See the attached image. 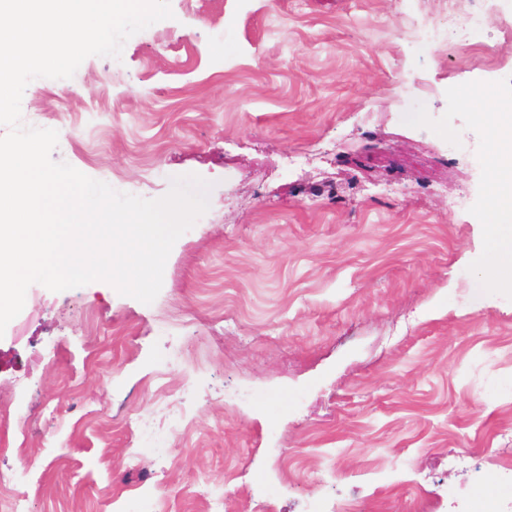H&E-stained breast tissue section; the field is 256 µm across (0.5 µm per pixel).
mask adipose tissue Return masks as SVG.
Instances as JSON below:
<instances>
[{"label": "adipose tissue", "instance_id": "obj_1", "mask_svg": "<svg viewBox=\"0 0 512 512\" xmlns=\"http://www.w3.org/2000/svg\"><path fill=\"white\" fill-rule=\"evenodd\" d=\"M483 98V93L475 92L464 97L463 102L496 137L498 156L488 165L494 206L484 220L488 240L497 253L496 281L507 286L512 285V167L500 164L498 158L512 156V111H487Z\"/></svg>", "mask_w": 512, "mask_h": 512}]
</instances>
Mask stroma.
<instances>
[{
  "label": "stroma",
  "instance_id": "35a3bbf8",
  "mask_svg": "<svg viewBox=\"0 0 512 512\" xmlns=\"http://www.w3.org/2000/svg\"><path fill=\"white\" fill-rule=\"evenodd\" d=\"M455 4L170 0L81 63L83 105L46 117L61 80L28 84L54 160L146 199L212 188L152 303L36 283L0 336V400L26 421L0 428V470L25 512H206L200 478L252 512L239 468L271 512H459L490 484L512 512V288L481 222L494 147L460 100H512V0L446 48L419 26ZM189 375L176 430L158 405ZM133 418L153 423L136 440Z\"/></svg>",
  "mask_w": 512,
  "mask_h": 512
}]
</instances>
